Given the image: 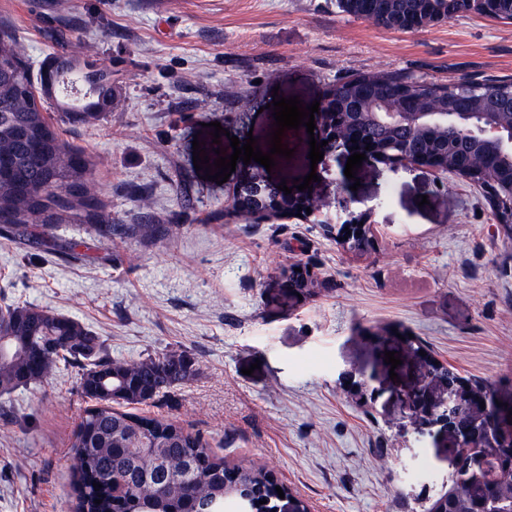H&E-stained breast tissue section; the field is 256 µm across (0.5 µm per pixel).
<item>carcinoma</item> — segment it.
<instances>
[{
  "label": "carcinoma",
  "instance_id": "obj_1",
  "mask_svg": "<svg viewBox=\"0 0 512 512\" xmlns=\"http://www.w3.org/2000/svg\"><path fill=\"white\" fill-rule=\"evenodd\" d=\"M347 15L363 18L387 29L414 31L464 14L512 20V0H337ZM49 38L53 52L45 64L70 56L67 28H56ZM40 70L42 94L35 93L30 68L14 33L0 25V229L9 236L29 237L48 245L57 224L75 222L95 226L97 234L123 235L128 228L95 199L89 182L91 159L71 147L50 122L44 99L62 78L52 82ZM84 73L81 98L56 100L61 121L71 126L99 118L112 105V70L78 69ZM420 103L455 112H509L512 82L478 83L466 88L434 84L395 72H369L341 77L329 86L333 112H379L401 102L399 92ZM346 136L382 147L408 144L412 151L448 155L447 173L477 184L482 180L475 164L485 158L490 175L499 184L501 198L493 215L512 205L507 189L512 168L488 151L482 141L447 127L426 135L407 129L382 128L361 121L346 126ZM41 234L28 233V225ZM0 321L15 338L13 353L0 357V394L28 387L52 377L64 363L81 368L80 387L92 405L80 417L72 447L78 468V512H224L225 504L240 502L253 512H276L274 475L265 469L241 472L215 458L202 436L179 423L124 410L165 398L196 371L193 358L171 351L140 361L114 360L103 341L80 322L33 306L0 308ZM435 378L455 394L451 410L456 428L479 446L457 476L456 495H444L448 512H512V451L488 445L484 436L512 425V405L498 406L495 390L472 384L459 391L462 377L451 366L428 362ZM485 407H478V402ZM498 457L502 474L488 483L475 465L476 457ZM98 487H93V484ZM281 486V485H279ZM293 501L289 512H308L307 503L281 486ZM102 503L97 504L95 500ZM267 503H261V500Z\"/></svg>",
  "mask_w": 512,
  "mask_h": 512
}]
</instances>
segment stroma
Masks as SVG:
<instances>
[{
  "mask_svg": "<svg viewBox=\"0 0 512 512\" xmlns=\"http://www.w3.org/2000/svg\"><path fill=\"white\" fill-rule=\"evenodd\" d=\"M0 19L33 68L66 24L79 63L111 70V110L60 133L91 156L97 200L130 229L106 241L61 224L50 248L1 234L0 306L73 318L119 361L188 352L194 376L136 413L201 434L229 464L265 467L312 512H426L448 489L454 444L407 419L413 348L512 401V237L469 182L367 158L355 189L348 152L312 165L308 133L291 131L294 155L268 181L316 172L312 193L332 204L349 189L374 232L355 253L306 218L229 212L260 164L237 163L219 185L195 169L192 143L266 146L274 96L309 105L344 75L512 80V21L470 14L401 32L336 0H0ZM168 224L177 234L158 233ZM297 264L316 275L300 292L284 277ZM79 373L69 364L0 397V512H74L71 444L89 404Z\"/></svg>",
  "mask_w": 512,
  "mask_h": 512,
  "instance_id": "stroma-1",
  "label": "stroma"
}]
</instances>
